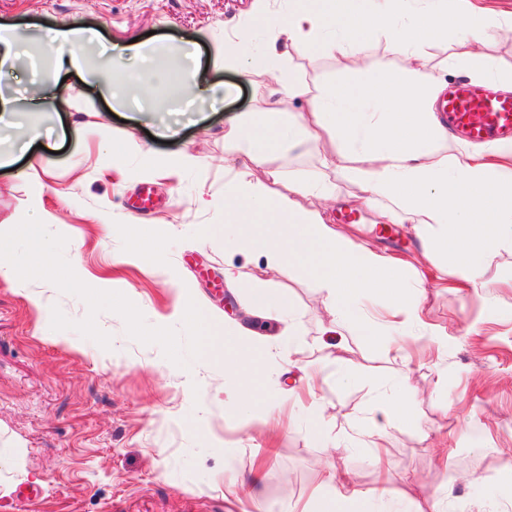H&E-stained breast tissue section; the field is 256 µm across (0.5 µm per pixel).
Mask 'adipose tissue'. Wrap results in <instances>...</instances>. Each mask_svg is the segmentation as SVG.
<instances>
[{
  "label": "adipose tissue",
  "instance_id": "1",
  "mask_svg": "<svg viewBox=\"0 0 512 512\" xmlns=\"http://www.w3.org/2000/svg\"><path fill=\"white\" fill-rule=\"evenodd\" d=\"M253 18L273 33V42L259 51L244 32L228 30L225 58L243 68L276 69L275 84L254 89L269 113L290 102L307 109L288 113L283 124L229 128L224 138L243 160L225 161L224 221L204 226L203 234L223 238L235 251L258 254L269 268L300 264L326 294L328 336L349 333L383 345L391 341L390 330L415 326L427 345L446 347L447 339L420 317L425 286L407 276V262L357 241L326 213L302 207L301 198L325 192L323 178L286 180L282 171L267 166L266 157L285 145L294 150L330 143L325 167L350 174L361 200L378 202L386 223H411L422 243L421 259L444 255L451 276L469 290H480L491 256L512 249V143L449 146L436 110L446 83L426 77L422 69L429 49L444 45L449 69L511 90L512 69L495 67L476 46L512 33V13L476 0H288L287 12L281 13L271 0H253ZM379 35L408 59V67L364 70L355 81L318 91L286 65L279 51L283 45H306L324 56L356 57ZM257 214L269 216L271 234L253 230L250 220ZM41 228L38 221L24 226L36 258L15 264L0 246V270L22 282L56 281L53 261L41 251ZM370 293L388 301L391 320L378 322L365 313ZM178 316L195 334L199 359L223 363L237 379L238 412H253L260 402L271 409L287 397L284 387L261 393L249 388L260 356L274 353L272 337L225 327L223 316L189 295ZM324 485L316 512H377L379 493L359 491L333 471Z\"/></svg>",
  "mask_w": 512,
  "mask_h": 512
}]
</instances>
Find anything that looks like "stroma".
Instances as JSON below:
<instances>
[{
    "mask_svg": "<svg viewBox=\"0 0 512 512\" xmlns=\"http://www.w3.org/2000/svg\"><path fill=\"white\" fill-rule=\"evenodd\" d=\"M250 9L251 0H0V25L19 26L35 40L66 25L95 32L108 47L135 39L170 72L185 61L166 49L183 44L197 52L202 84L229 89L221 104L189 107L170 100L169 86L150 85L145 104L119 106L91 75L103 61L96 51L65 45L0 65V95L18 101L9 143L38 139L12 168H0V233L10 237L15 259H29L21 226L39 215L58 277L85 284L46 286L41 312L21 284L0 274V455L19 461L0 467V512H226L225 482L257 467L262 480L243 512L305 504L332 470L365 491L386 485L384 512H432L448 486L447 512H501L512 500L500 492L512 478V249L492 256L480 292L430 285L424 315L447 334L448 347H427L409 333L397 358L353 336L330 353L325 294L299 265L269 269L199 232L224 221L225 129L266 120L253 86L269 82L270 73L224 60L225 30L247 24L255 43L266 41ZM286 63L312 86L357 75L351 59L307 46L290 48ZM33 83L45 93L35 108L20 99ZM130 135L138 149L112 164L105 142ZM328 150L281 151L269 161L290 177L323 173L333 191L321 205L337 223L376 250L416 257L422 245L410 224L383 232L375 205L357 200L356 184L323 169ZM185 153L205 166L167 165ZM146 187L153 200L146 222L161 243L152 267L131 255L124 233ZM200 195L212 208L196 205ZM230 264L232 285L224 277ZM173 270L231 319L242 308L264 310L269 296L287 298L295 320L275 332L280 346L293 341L302 349L321 389L325 438L295 420V399L271 417L262 410L237 416L232 394L217 390L220 369L200 363L196 338L177 316L181 299L167 279ZM127 306L138 311V325L126 320ZM158 327L164 339L148 341ZM183 369L199 371L208 389L186 395ZM400 371L408 375L411 414L386 424L377 466L341 429L364 421L379 404L381 383ZM345 373L351 384L341 382ZM269 440L276 448L270 458L259 450ZM229 451L231 474L224 470Z\"/></svg>",
    "mask_w": 512,
    "mask_h": 512,
    "instance_id": "35a3bbf8",
    "label": "stroma"
}]
</instances>
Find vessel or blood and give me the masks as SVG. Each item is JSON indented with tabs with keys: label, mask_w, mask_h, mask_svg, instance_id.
<instances>
[{
	"label": "vessel or blood",
	"mask_w": 512,
	"mask_h": 512,
	"mask_svg": "<svg viewBox=\"0 0 512 512\" xmlns=\"http://www.w3.org/2000/svg\"><path fill=\"white\" fill-rule=\"evenodd\" d=\"M449 133L469 143L512 140V96L490 81L449 84L440 103Z\"/></svg>",
	"instance_id": "obj_1"
}]
</instances>
